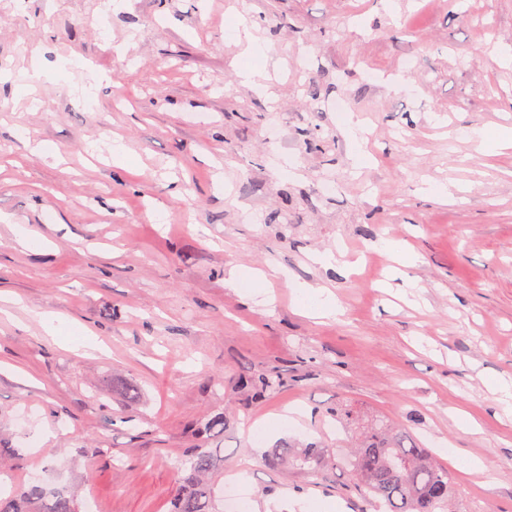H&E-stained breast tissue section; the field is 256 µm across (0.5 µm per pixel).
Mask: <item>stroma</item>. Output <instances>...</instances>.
I'll return each mask as SVG.
<instances>
[{"label": "stroma", "mask_w": 512, "mask_h": 512, "mask_svg": "<svg viewBox=\"0 0 512 512\" xmlns=\"http://www.w3.org/2000/svg\"><path fill=\"white\" fill-rule=\"evenodd\" d=\"M241 15L266 53H245ZM511 51L512 0L0 8V470L78 489L92 512H169L199 448L218 510L242 471L249 512L302 496L375 512L348 454L357 423L384 418L450 469L459 512H512V416L495 393L512 377V147L494 144L512 127ZM337 251L367 257L360 278L319 263ZM271 265L280 277L250 278ZM303 283L343 315L303 316ZM257 375L275 386L240 388ZM287 406L299 426L276 429ZM282 443L326 462L283 466ZM460 457L487 469L463 476Z\"/></svg>", "instance_id": "stroma-1"}]
</instances>
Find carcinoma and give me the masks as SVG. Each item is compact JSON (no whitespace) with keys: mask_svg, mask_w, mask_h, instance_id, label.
Instances as JSON below:
<instances>
[{"mask_svg":"<svg viewBox=\"0 0 512 512\" xmlns=\"http://www.w3.org/2000/svg\"><path fill=\"white\" fill-rule=\"evenodd\" d=\"M276 459L299 468L316 469L321 464L317 447L298 451L291 447L274 450ZM213 456H193L189 474L172 501L171 512H213L210 483ZM353 472L360 491L376 512H453L450 501L455 486L447 469L432 452L407 431L385 421L371 426L356 448ZM81 503L73 492L51 491L42 485H20L10 496L0 497V512H80Z\"/></svg>","mask_w":512,"mask_h":512,"instance_id":"cac0c4a2","label":"carcinoma"}]
</instances>
